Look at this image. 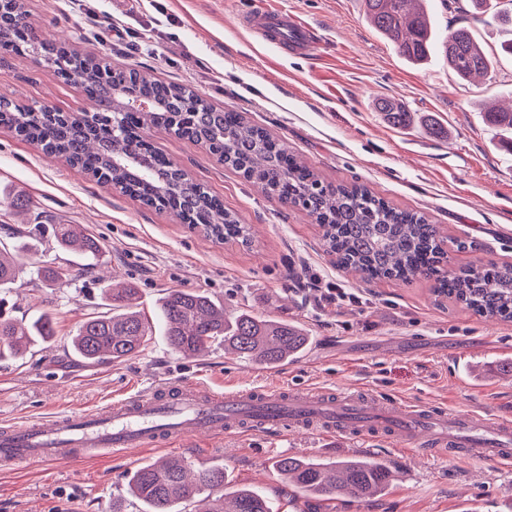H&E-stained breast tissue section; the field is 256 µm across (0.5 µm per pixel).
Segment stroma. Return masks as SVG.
Listing matches in <instances>:
<instances>
[{"label":"stroma","instance_id":"stroma-1","mask_svg":"<svg viewBox=\"0 0 512 512\" xmlns=\"http://www.w3.org/2000/svg\"><path fill=\"white\" fill-rule=\"evenodd\" d=\"M263 0H28L29 22L47 40L106 56L166 83H187L213 104L246 113L331 183L357 182L392 204L424 212L467 247L448 268L512 262V132L487 123L485 108L512 97V26L492 13H472L468 0H429L445 35L465 26L494 66L464 82L440 49L424 64L406 62L366 21L364 0H272L310 26L319 43L309 54L278 49L240 26ZM0 97L80 112L88 101L75 87L26 55L0 57ZM388 99L441 124L447 138L420 126L393 127L377 101ZM149 141L224 200L251 229V241H214L164 212L122 196L78 169L0 128V196L28 195L27 210L0 207V248L13 251L14 227L34 239L21 254L26 270L0 290L16 319L52 312L56 334L24 357L0 361V428L23 420L110 403L152 389L170 376L221 389L273 387L281 379L333 391L364 387L395 402L435 404L495 416L512 406V376H490L512 359V322L485 319L446 297L433 282L364 281L336 267L322 229L306 212L267 195L225 169L205 148L161 129ZM79 224L102 245L95 269L61 249L52 228ZM64 270L49 286L30 267ZM133 283L148 320L173 288L203 291L227 314L248 312L304 328L303 357L267 368L215 343L194 359L175 352L162 331L121 362L77 357L71 337L79 322L105 311L101 279ZM343 288L357 300L316 307L308 291ZM196 467L222 465L231 486L266 497L272 512H512V467L448 456L420 458L368 440L316 434L271 438L242 434L182 448L135 449L80 463L55 461L20 470L0 468V512H140L128 495L138 467L164 457ZM385 463L393 477L368 501L344 495L316 503L283 482L276 460Z\"/></svg>","mask_w":512,"mask_h":512}]
</instances>
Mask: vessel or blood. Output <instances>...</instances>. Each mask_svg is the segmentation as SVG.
I'll use <instances>...</instances> for the list:
<instances>
[{"label": "vessel or blood", "instance_id": "1", "mask_svg": "<svg viewBox=\"0 0 512 512\" xmlns=\"http://www.w3.org/2000/svg\"><path fill=\"white\" fill-rule=\"evenodd\" d=\"M253 33L298 53L315 44L311 28L276 7L243 17ZM280 437L312 432L326 438L381 442L404 452L512 465V413L490 419L438 406L402 405L369 390L342 393L316 388L216 390L199 382L170 381L103 406L0 429V466L66 460L109 451L176 448L239 431Z\"/></svg>", "mask_w": 512, "mask_h": 512}]
</instances>
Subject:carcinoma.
<instances>
[{"label": "carcinoma", "mask_w": 512, "mask_h": 512, "mask_svg": "<svg viewBox=\"0 0 512 512\" xmlns=\"http://www.w3.org/2000/svg\"><path fill=\"white\" fill-rule=\"evenodd\" d=\"M426 0H364L365 14L379 34L391 41L411 63L425 60L436 44ZM26 0H0V50L34 57L64 80L79 77L80 90L90 102L95 122L78 115L33 114L0 99V124L70 166L98 181L120 187L146 206L171 212L182 223L222 241L235 237L249 242L248 228L223 202L195 183L166 155L146 143L140 132L154 128L173 131L224 157V164L283 203L298 206L323 230L327 251L343 270L363 278H395L410 282L419 276L434 278L433 292L464 305L475 314L512 320V264L462 268L445 275L440 265L448 259V238L417 211L400 209L364 186L324 183L288 147L264 129L252 125L240 112L224 110L186 85L152 79L129 70L131 91L154 100L149 112H116L112 84L101 79L95 57L82 56L64 44L37 38L28 25ZM448 68L461 80L485 75L493 68L471 30L460 27L441 40ZM194 97L196 111H183ZM379 109L392 123L407 126L411 113L384 100ZM487 121L512 129V110L493 108ZM53 233L63 249L81 252L89 260L99 242L76 224H56ZM21 272L18 256L0 250V288L14 284ZM108 310L82 321L72 336L75 353L98 361L125 360L142 351L152 324L133 310L137 289L102 278ZM161 321L169 345L194 357L221 339L224 346L265 366L300 357L310 344L305 329L249 313L229 317L224 303L203 292L171 289L161 304ZM55 336V317L45 311L25 324L4 313L0 301V360L19 357L36 341ZM277 471L299 491L325 499L344 490L357 499H370L387 486L388 467L371 458H353L332 464L299 458L275 462ZM224 469H195L185 457L137 468L129 478L131 494L148 505L145 512H182L180 504L202 494L213 502L209 512H268L265 497L246 488L227 491Z\"/></svg>", "instance_id": "cac0c4a2"}]
</instances>
